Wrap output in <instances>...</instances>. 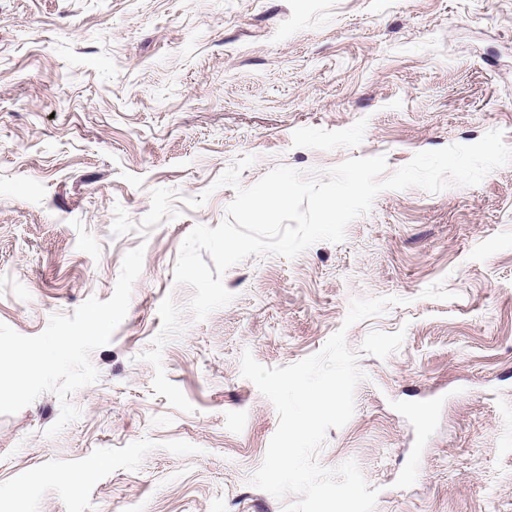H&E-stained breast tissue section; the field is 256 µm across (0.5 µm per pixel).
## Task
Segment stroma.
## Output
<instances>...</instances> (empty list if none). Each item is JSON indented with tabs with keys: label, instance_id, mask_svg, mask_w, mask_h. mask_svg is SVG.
Here are the masks:
<instances>
[{
	"label": "stroma",
	"instance_id": "obj_1",
	"mask_svg": "<svg viewBox=\"0 0 512 512\" xmlns=\"http://www.w3.org/2000/svg\"><path fill=\"white\" fill-rule=\"evenodd\" d=\"M512 148V0H0V322L35 336L108 300L144 246L128 312L70 402L0 416V512H284L249 479L278 426L241 375L318 353L351 299L355 413L319 462L356 461L374 512H512V164L476 186L387 190L343 242L227 269L206 319L175 285L182 242L250 186L471 144ZM178 218L114 235L156 188ZM208 193L197 208L189 198Z\"/></svg>",
	"mask_w": 512,
	"mask_h": 512
}]
</instances>
